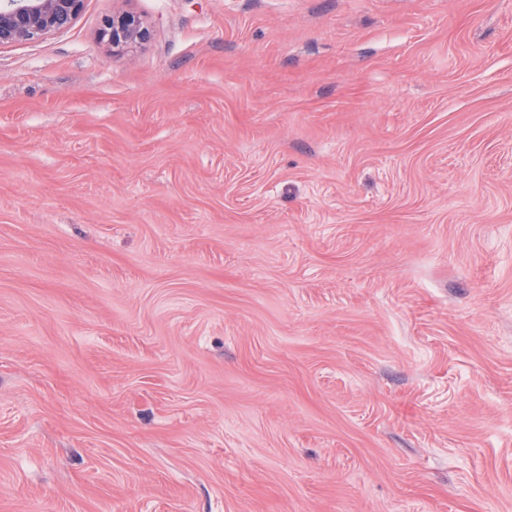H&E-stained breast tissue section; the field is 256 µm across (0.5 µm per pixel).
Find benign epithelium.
Listing matches in <instances>:
<instances>
[{
  "label": "benign epithelium",
  "instance_id": "benign-epithelium-1",
  "mask_svg": "<svg viewBox=\"0 0 512 512\" xmlns=\"http://www.w3.org/2000/svg\"><path fill=\"white\" fill-rule=\"evenodd\" d=\"M85 0H0V47L30 41L70 27L81 15ZM101 39L122 53L150 40L151 30L128 11L105 19Z\"/></svg>",
  "mask_w": 512,
  "mask_h": 512
}]
</instances>
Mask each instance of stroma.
<instances>
[{"mask_svg":"<svg viewBox=\"0 0 512 512\" xmlns=\"http://www.w3.org/2000/svg\"><path fill=\"white\" fill-rule=\"evenodd\" d=\"M0 512H512V0L0 47Z\"/></svg>","mask_w":512,"mask_h":512,"instance_id":"35a3bbf8","label":"stroma"}]
</instances>
